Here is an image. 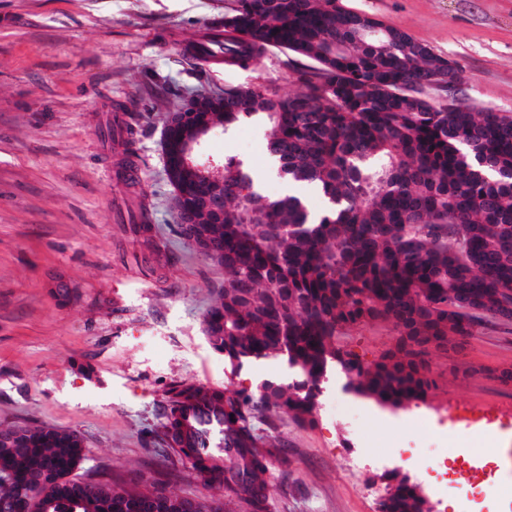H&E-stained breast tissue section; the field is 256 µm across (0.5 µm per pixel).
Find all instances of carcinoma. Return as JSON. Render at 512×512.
I'll return each mask as SVG.
<instances>
[{
    "label": "carcinoma",
    "instance_id": "obj_1",
    "mask_svg": "<svg viewBox=\"0 0 512 512\" xmlns=\"http://www.w3.org/2000/svg\"><path fill=\"white\" fill-rule=\"evenodd\" d=\"M224 63L246 67L277 48L311 63L302 87H227L193 100L197 117L223 131L245 117L268 127L265 148L284 177L314 189L321 212L288 193L270 198L249 169L223 162L218 182L175 173L194 223L224 265V294L207 310L205 334L232 369L277 359L282 379L256 396L182 387L166 434L184 441V411L224 414V466L199 458L210 485L264 512L276 446L252 418L275 411L311 420L320 380L335 369L342 390L386 408L425 401L436 388L431 347L473 334L512 308V113L467 105L450 110L422 94L449 59L402 28L342 0H232ZM224 193V220L206 206ZM397 332L395 348L365 366L336 336L371 321ZM82 436L50 425L0 429V501L17 512H228L224 500L187 499L154 482L81 481ZM379 512H424L421 488L384 475Z\"/></svg>",
    "mask_w": 512,
    "mask_h": 512
}]
</instances>
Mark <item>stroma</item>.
Returning a JSON list of instances; mask_svg holds the SVG:
<instances>
[{
    "label": "stroma",
    "instance_id": "1",
    "mask_svg": "<svg viewBox=\"0 0 512 512\" xmlns=\"http://www.w3.org/2000/svg\"><path fill=\"white\" fill-rule=\"evenodd\" d=\"M231 0H0V427L79 432L82 480H156L208 499L194 465L174 454L164 424L182 384L256 393L280 365L232 370L203 333L224 288V268L180 229L164 167L168 117L198 95L228 87L299 88L302 62L269 50L248 67L199 62L190 46ZM404 29L456 62L465 103L512 113V0H342ZM265 123L245 118L206 142L235 158L263 192L288 181L264 151ZM373 321L341 337L372 364L396 344ZM437 387L388 412L328 383L313 421L256 414L255 431L281 450L267 472V512H378L383 476L405 470L396 449L457 447L448 476L458 493L434 512H512L503 464L512 446V322L430 349ZM373 418L349 448L354 412ZM477 452H469V445ZM499 494H463L483 462Z\"/></svg>",
    "mask_w": 512,
    "mask_h": 512
}]
</instances>
